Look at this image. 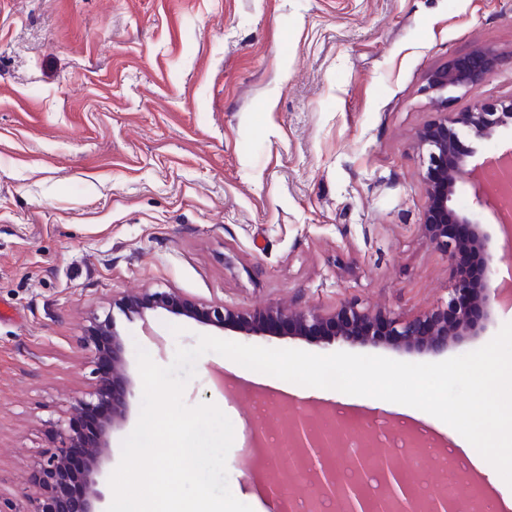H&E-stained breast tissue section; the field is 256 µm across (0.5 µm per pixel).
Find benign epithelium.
I'll return each instance as SVG.
<instances>
[{"label": "benign epithelium", "mask_w": 512, "mask_h": 512, "mask_svg": "<svg viewBox=\"0 0 512 512\" xmlns=\"http://www.w3.org/2000/svg\"><path fill=\"white\" fill-rule=\"evenodd\" d=\"M502 63L499 54L484 49L435 69L426 78L427 88L435 93L432 102L437 113L417 135L425 165L421 176L426 196L422 227L426 240L450 261L456 258L457 240L448 236V225L478 224L475 214L451 205L472 157V151L461 150L459 137L469 134L477 141L488 140L511 126L512 97L494 102L477 100L462 112H447L445 106L451 93L478 87ZM501 233L499 243L474 231L480 259L476 272L456 268L448 298L411 319L372 313L356 302H348L335 314L327 315L314 307L300 308L287 299L239 314L222 303L198 304L173 290L121 296L112 299L110 306L129 321H144L149 313L165 310L221 329L234 322L246 336H330L341 345L387 341L398 349L438 353L475 335L490 311L512 298L497 283V265L508 260L504 243L512 241V230L507 226H501ZM85 333L98 372L97 387L75 397L52 422L55 451L31 467L21 491L24 506L20 512H101L105 499L102 465L112 457V431L126 420L134 382L128 374L124 340L114 313L107 312L103 319L92 315ZM280 430L291 448L290 467L271 478L270 490L278 489L301 466L311 475L304 486L311 488L314 505L331 499L337 512H387L396 507L401 512H413L421 491L416 472L423 468L424 461L415 465L398 448L377 447L357 455H335L330 449L349 444L348 436L341 433L331 437L319 429L307 411L288 414ZM77 449L83 465L75 469L72 456ZM435 469L434 479L426 483L429 512H448L447 499L438 493L443 465ZM73 486L79 488L78 493L71 492Z\"/></svg>", "instance_id": "1"}]
</instances>
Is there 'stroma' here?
Wrapping results in <instances>:
<instances>
[{"instance_id":"35a3bbf8","label":"stroma","mask_w":512,"mask_h":512,"mask_svg":"<svg viewBox=\"0 0 512 512\" xmlns=\"http://www.w3.org/2000/svg\"><path fill=\"white\" fill-rule=\"evenodd\" d=\"M478 48L512 56V0H0V512H17L51 422L94 387L85 326L112 298L173 289L236 310L286 297L408 317L447 297L453 269L420 229L414 141L434 117L426 73ZM510 97L507 63L448 109ZM482 183L476 170L452 203L495 237ZM117 323L135 380L137 348L167 366L202 335L338 350L166 311ZM277 393L343 424L379 417L395 436L417 425L204 354L183 399L230 418L229 488L267 512L265 476L287 456L266 446L249 481L235 462Z\"/></svg>"}]
</instances>
